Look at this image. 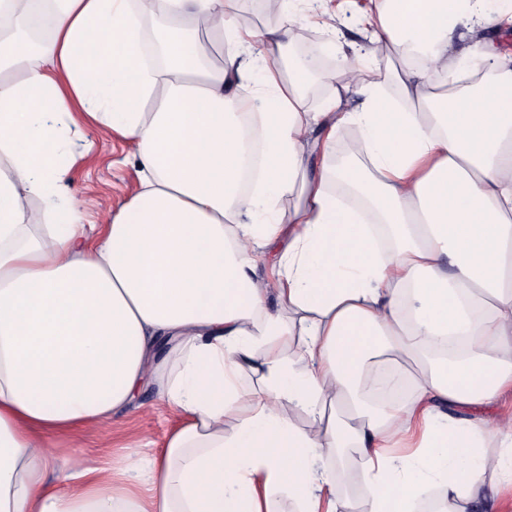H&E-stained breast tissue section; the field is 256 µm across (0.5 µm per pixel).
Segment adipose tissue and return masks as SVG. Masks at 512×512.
<instances>
[{
  "mask_svg": "<svg viewBox=\"0 0 512 512\" xmlns=\"http://www.w3.org/2000/svg\"><path fill=\"white\" fill-rule=\"evenodd\" d=\"M483 2L376 0L402 103L358 63L324 73L338 89L313 112L311 68L284 53L302 20L289 0H268L270 29L232 0H0V512H271L282 491L300 512H418L435 486L437 512H492L487 473H512V415H480L512 390V55L451 51L458 26L496 24ZM158 7L193 29L150 64ZM202 31L227 35L225 64H207ZM254 69L257 112L239 95ZM77 112L140 167L93 236L65 202ZM341 127L352 160L310 171ZM34 197L53 223H30ZM451 336L461 355L433 359ZM392 354L415 365L404 399L358 396L362 367ZM148 384L186 418L162 457L101 467L59 449ZM347 448L360 500L336 490Z\"/></svg>",
  "mask_w": 512,
  "mask_h": 512,
  "instance_id": "adipose-tissue-1",
  "label": "adipose tissue"
}]
</instances>
